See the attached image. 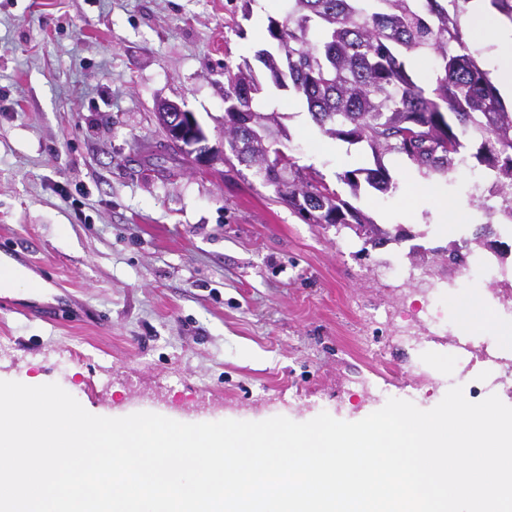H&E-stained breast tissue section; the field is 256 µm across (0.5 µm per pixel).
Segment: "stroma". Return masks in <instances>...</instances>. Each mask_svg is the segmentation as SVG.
<instances>
[{
  "label": "stroma",
  "mask_w": 512,
  "mask_h": 512,
  "mask_svg": "<svg viewBox=\"0 0 512 512\" xmlns=\"http://www.w3.org/2000/svg\"><path fill=\"white\" fill-rule=\"evenodd\" d=\"M285 0H0V249L78 318L29 316L23 290L0 291V380L56 383L91 414L152 412L183 423L320 413L354 422L430 377L435 407L472 350L469 376H498L512 405V280L462 283L412 246L444 247L491 224L512 255V227L471 208L438 224L436 202L407 212L420 181L394 155L393 183L354 198L400 243L364 248L347 229L305 223L238 162H188L167 145L156 108L191 112L224 150V69L270 48ZM280 147L331 187L374 167L366 144L338 152L294 94L267 86ZM480 298L483 328L457 302ZM436 302L431 323L421 312Z\"/></svg>",
  "instance_id": "obj_1"
}]
</instances>
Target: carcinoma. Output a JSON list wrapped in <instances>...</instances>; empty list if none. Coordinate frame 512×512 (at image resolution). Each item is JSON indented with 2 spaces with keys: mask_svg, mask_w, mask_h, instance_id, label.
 <instances>
[{
  "mask_svg": "<svg viewBox=\"0 0 512 512\" xmlns=\"http://www.w3.org/2000/svg\"><path fill=\"white\" fill-rule=\"evenodd\" d=\"M486 3L512 22V0H288L280 20H268L267 33L278 53L261 50L256 58L269 81L306 101L321 133L350 144L366 143L376 167L338 176L351 195L362 186L386 193L391 177L381 164L385 154L405 157L429 177L455 170L464 143L480 140L474 165L494 176L496 193L512 216V109L503 104L468 46L460 16ZM431 61L430 85L417 84L410 64ZM264 91L246 63L224 67V112H247L269 130L264 145L237 161L255 170L265 184L309 224H346L363 243L399 241L401 229L375 223L330 187L323 177L288 157V182L261 172L266 155H275L283 128L276 112H259L254 101ZM478 234L432 249L473 253Z\"/></svg>",
  "mask_w": 512,
  "mask_h": 512,
  "instance_id": "carcinoma-1",
  "label": "carcinoma"
}]
</instances>
